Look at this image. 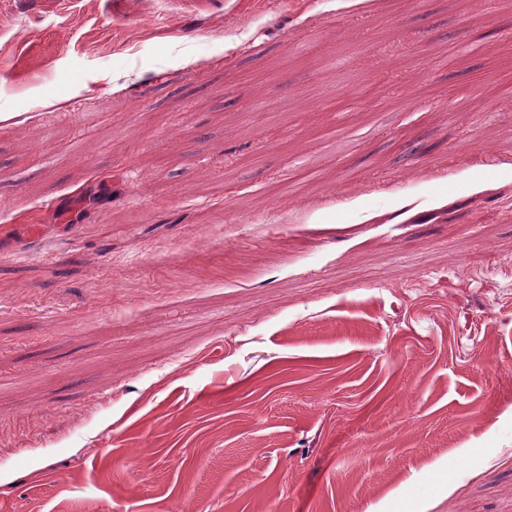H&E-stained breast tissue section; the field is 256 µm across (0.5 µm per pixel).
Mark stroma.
<instances>
[{"label": "stroma", "mask_w": 512, "mask_h": 512, "mask_svg": "<svg viewBox=\"0 0 512 512\" xmlns=\"http://www.w3.org/2000/svg\"><path fill=\"white\" fill-rule=\"evenodd\" d=\"M0 512H512V0H0Z\"/></svg>", "instance_id": "stroma-1"}]
</instances>
